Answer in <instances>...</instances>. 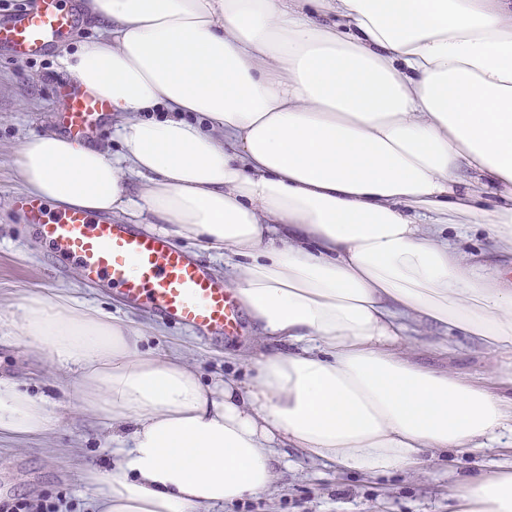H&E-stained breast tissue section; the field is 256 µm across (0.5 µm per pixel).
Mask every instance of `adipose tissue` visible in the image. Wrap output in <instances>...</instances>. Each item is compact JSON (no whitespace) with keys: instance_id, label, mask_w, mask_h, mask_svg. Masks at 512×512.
I'll return each instance as SVG.
<instances>
[{"instance_id":"ef3b65f1","label":"adipose tissue","mask_w":512,"mask_h":512,"mask_svg":"<svg viewBox=\"0 0 512 512\" xmlns=\"http://www.w3.org/2000/svg\"><path fill=\"white\" fill-rule=\"evenodd\" d=\"M103 38L64 54L117 116L122 153L39 133L31 195L123 214L224 259L272 348L248 381L204 385L180 349L61 294L0 329L72 372V409L111 428L98 512H219L268 492L288 449L338 472H414L428 450L502 442L453 512H512V285L449 240L512 253V0H89ZM139 178L132 189L131 178ZM493 356L473 380L416 360L423 330ZM0 376V441L55 430Z\"/></svg>"}]
</instances>
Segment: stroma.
<instances>
[{
    "instance_id": "obj_1",
    "label": "stroma",
    "mask_w": 512,
    "mask_h": 512,
    "mask_svg": "<svg viewBox=\"0 0 512 512\" xmlns=\"http://www.w3.org/2000/svg\"><path fill=\"white\" fill-rule=\"evenodd\" d=\"M99 38L92 22L83 18L67 39L42 56H0V309L35 293L63 291L133 326L157 328V335L145 337V348L179 345L200 366L203 381L223 374L247 378L249 371L237 356L260 340L251 322H244L239 337L216 340L131 306L119 292L86 283L74 265L53 259L13 207L14 198L23 193L16 175L20 144L30 134L61 129L65 78L59 72L60 56ZM0 374L46 398L65 420L44 437L0 445V502L44 500L55 512H90L92 491L78 483L75 474L85 467L111 471V431L93 417L72 414L63 388L64 372L45 368L40 355L16 340H0ZM498 459V452L486 449L467 457L451 453L443 458L429 451L422 458L420 474L366 477L338 476L299 458L282 470L278 493L225 504L223 512H448L449 487L489 471Z\"/></svg>"
}]
</instances>
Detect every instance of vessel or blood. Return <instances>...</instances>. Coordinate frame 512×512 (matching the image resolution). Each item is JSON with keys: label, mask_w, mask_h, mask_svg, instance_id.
Returning a JSON list of instances; mask_svg holds the SVG:
<instances>
[{"label": "vessel or blood", "mask_w": 512, "mask_h": 512, "mask_svg": "<svg viewBox=\"0 0 512 512\" xmlns=\"http://www.w3.org/2000/svg\"><path fill=\"white\" fill-rule=\"evenodd\" d=\"M78 22L77 12L63 7L61 0H33L0 20V51L24 57L43 54ZM106 111L100 99L71 92L66 102L70 133L88 136ZM14 206L51 253L75 265L83 280L107 282L128 303L189 331L238 336L241 310L232 292L168 238L136 233L82 210L53 213L32 198L15 199Z\"/></svg>", "instance_id": "obj_1"}]
</instances>
